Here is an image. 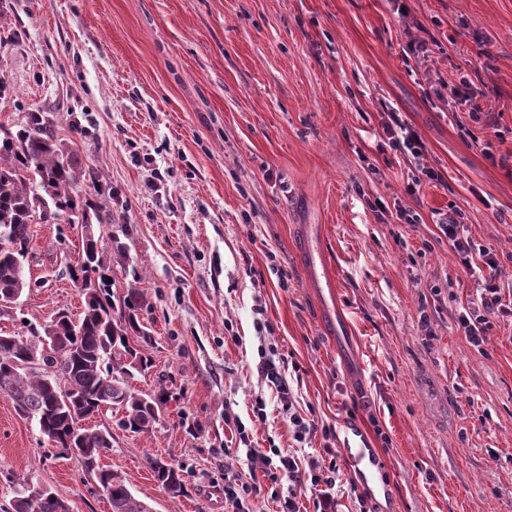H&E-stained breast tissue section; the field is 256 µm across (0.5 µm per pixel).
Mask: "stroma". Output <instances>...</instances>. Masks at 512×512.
<instances>
[{"mask_svg": "<svg viewBox=\"0 0 512 512\" xmlns=\"http://www.w3.org/2000/svg\"><path fill=\"white\" fill-rule=\"evenodd\" d=\"M463 79L484 112L460 126ZM392 111L443 183L407 192L408 160L382 144ZM30 112L78 156L75 192L105 193L111 219L95 231L126 252L114 291L134 282L146 299L153 364L131 386L169 390L162 421L148 433L109 411L91 421L112 433L102 465L138 499L154 512H273L264 493L240 509L224 499L226 482L253 481L247 448L327 446L341 482L367 496H340L338 512H512V318L478 347L458 331L478 283L437 226L459 213L512 294V0H0V123ZM302 224L323 227L346 318L336 332L305 282ZM80 249L79 225L38 218L32 285L1 332L62 307L79 315L67 266ZM265 357L317 427L304 442ZM353 430L372 475L347 450ZM155 457L183 468V497L155 481ZM15 479L69 512H111L0 395L1 504Z\"/></svg>", "mask_w": 512, "mask_h": 512, "instance_id": "stroma-1", "label": "stroma"}]
</instances>
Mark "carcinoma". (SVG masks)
I'll return each mask as SVG.
<instances>
[{
    "label": "carcinoma",
    "mask_w": 512,
    "mask_h": 512,
    "mask_svg": "<svg viewBox=\"0 0 512 512\" xmlns=\"http://www.w3.org/2000/svg\"><path fill=\"white\" fill-rule=\"evenodd\" d=\"M79 174V161L46 116L31 112L19 125L0 124V301L30 287L25 261L38 211L51 208L70 224H84L81 260L67 266L84 309L76 319L60 309L48 321L26 324L24 335L0 333V394L20 415L35 420L61 452L78 448L76 459L112 512H151L116 473L99 464L112 447L110 431L83 425L107 407L120 413L122 429L149 432L161 421L167 392L141 395L130 389L134 374L152 364L151 337L138 317L145 300L132 285L118 295L108 283L112 267L94 232V223L106 220L105 207L71 192ZM150 467L170 498L184 495L182 467L165 469L155 459ZM0 512L67 510L53 492L33 498L19 483Z\"/></svg>",
    "instance_id": "1"
}]
</instances>
